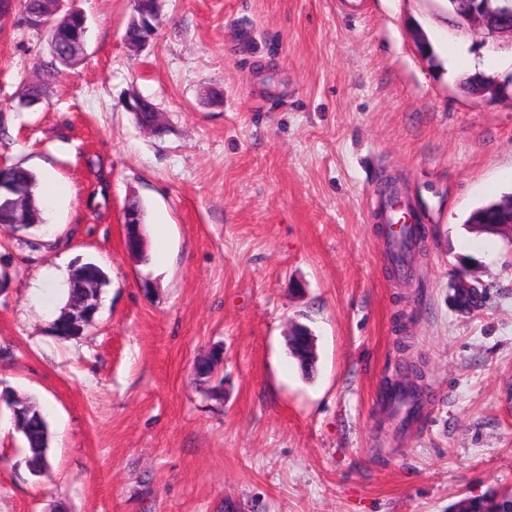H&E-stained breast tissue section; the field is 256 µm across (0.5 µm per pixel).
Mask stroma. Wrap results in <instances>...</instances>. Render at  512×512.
<instances>
[{"instance_id":"1","label":"stroma","mask_w":512,"mask_h":512,"mask_svg":"<svg viewBox=\"0 0 512 512\" xmlns=\"http://www.w3.org/2000/svg\"><path fill=\"white\" fill-rule=\"evenodd\" d=\"M84 60L17 107L48 60L0 17V168L60 193L24 238L0 226V392L39 405L51 466L32 474L0 405V512H454L512 491V233L466 219L512 193V36L446 0H159L142 49L131 0H76ZM152 101L166 130L125 109ZM394 183L424 242L407 277L376 203ZM138 203L148 261L125 250ZM106 273L82 336L51 332L62 268ZM482 295L464 312L458 276ZM309 328L314 374L286 341ZM223 401L194 382L210 348ZM420 367L428 421L406 436L375 395Z\"/></svg>"}]
</instances>
